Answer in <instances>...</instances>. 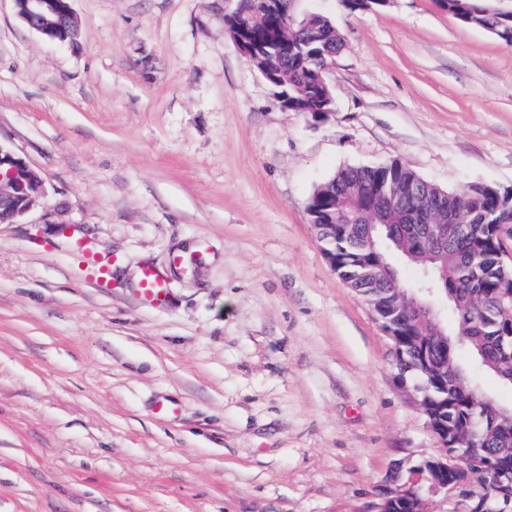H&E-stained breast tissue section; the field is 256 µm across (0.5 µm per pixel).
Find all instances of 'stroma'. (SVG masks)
Returning a JSON list of instances; mask_svg holds the SVG:
<instances>
[{
	"label": "stroma",
	"mask_w": 512,
	"mask_h": 512,
	"mask_svg": "<svg viewBox=\"0 0 512 512\" xmlns=\"http://www.w3.org/2000/svg\"><path fill=\"white\" fill-rule=\"evenodd\" d=\"M292 3L343 38L321 123L240 52L237 0H72L73 46L0 0V143L45 190L0 225V512H368L440 455L307 205L393 160L512 188V47L435 0ZM166 290L162 279L152 269L144 271L142 294L146 299L159 305L165 301Z\"/></svg>",
	"instance_id": "stroma-1"
}]
</instances>
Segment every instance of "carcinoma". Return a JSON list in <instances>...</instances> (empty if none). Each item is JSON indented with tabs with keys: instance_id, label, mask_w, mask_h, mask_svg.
<instances>
[{
	"instance_id": "1",
	"label": "carcinoma",
	"mask_w": 512,
	"mask_h": 512,
	"mask_svg": "<svg viewBox=\"0 0 512 512\" xmlns=\"http://www.w3.org/2000/svg\"><path fill=\"white\" fill-rule=\"evenodd\" d=\"M436 2L472 27L494 30L502 44L512 47V16L477 11L474 0ZM250 28L252 44L268 55L281 83L293 94L296 111H321L325 101L316 71L343 46L331 21L313 14L289 25L282 15L267 13ZM347 173L367 182L376 193L393 192L399 197L425 179L397 161L341 168L311 195L310 223L327 224L329 214L336 213V271L361 294L378 291L379 316L400 345L395 365L401 374L417 380L425 407L435 425L457 441L458 454L482 455L512 466V422L508 421L512 409H502L485 398L454 362L456 352L463 350L476 368L512 385V325L499 316L503 273L497 255L505 250L500 226L512 225L504 190L476 184L461 193H448L469 225L467 234L448 241V252L438 253L406 227L397 240L380 245V260L364 239V225L351 223L365 203L343 192L342 177ZM392 253L419 270L415 287L431 288L448 299L454 330L443 336H423L412 318L397 311L402 281L390 260Z\"/></svg>"
}]
</instances>
